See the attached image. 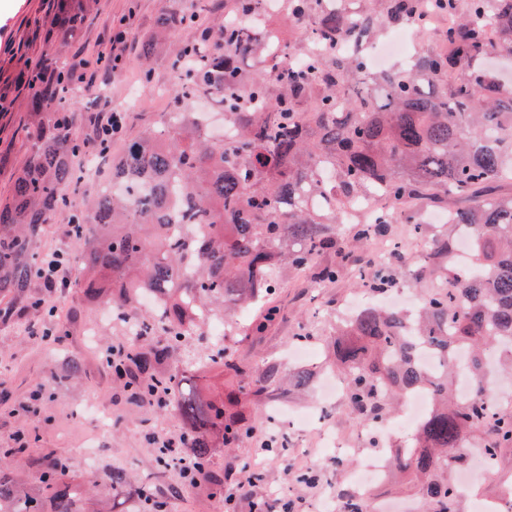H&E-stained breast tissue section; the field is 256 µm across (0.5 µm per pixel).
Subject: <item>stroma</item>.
Wrapping results in <instances>:
<instances>
[{
    "label": "stroma",
    "mask_w": 512,
    "mask_h": 512,
    "mask_svg": "<svg viewBox=\"0 0 512 512\" xmlns=\"http://www.w3.org/2000/svg\"><path fill=\"white\" fill-rule=\"evenodd\" d=\"M220 0H87L86 23L80 34L66 47V60L72 66L71 86L77 95L70 108L78 112L73 126L74 136L86 144L88 157L97 159L96 179L75 185L78 197L90 199L100 183L111 172L112 158L121 154L129 139L145 127L159 121L171 106L168 96L171 72L169 62L172 46L190 42L203 29L213 28L224 18ZM175 7L190 14L193 21L187 27L171 33L169 39L152 41L154 20L162 10ZM55 0H0V99L8 110L0 114V198L6 197L12 185V175L23 161L22 137L19 126L29 123L30 115L24 86L17 79L25 72L31 59L45 52V28L49 14L55 11ZM123 27L126 34L124 60L118 69L100 66L92 69L90 62L100 46L108 42L114 27ZM153 42L149 60H142V47ZM109 88L114 103L126 114V130L122 138L113 140L111 154L99 155L91 140L90 118L105 111L98 99L100 88ZM406 211L425 228L424 234H405L402 225H393L390 239L398 243L408 269L423 265L429 251L430 230L439 225L444 210L435 205H410ZM316 269L302 273L282 270L273 302L280 316L261 335L247 336L241 332H226L224 343L238 362L237 371H210L207 383L213 388L238 391L250 429L236 447L216 448L211 455L213 467L226 471L224 491L212 496L200 489L189 488L172 496L168 484L172 470L158 466L155 453L143 439L152 425L151 416L128 412L124 397L109 373L98 361V353L112 337L121 335L119 322L100 318L99 307H87L79 318L63 311L60 319L67 331L62 347H54L27 336L12 327H0V380L12 391L9 408H0V445L10 442L19 432L37 429L39 440L30 450L32 456H59L70 463V481L82 483L88 464H95L99 474L118 467L130 468L136 485L152 488L168 496L167 512H224V498L235 495L236 512H251L253 500L260 499L272 507L287 502L292 512H328L339 507L337 489L347 487V476L353 472L372 447L362 423L338 401L325 409L334 429L352 448L345 456L342 469H335L332 449L322 447L317 434L289 433L288 449L275 455L257 452V441L271 430L265 419L267 408L277 406L294 412L311 409L316 404L319 377H312L300 390L292 389L279 396L252 394L251 388L258 371L270 369L277 376L294 374L298 366L287 357L288 346L295 335H302L314 355H323L325 345L336 330L339 309L361 296L356 281L343 277L333 284L316 282ZM96 334H89V327ZM75 354L84 361L80 378L60 377L59 366L64 355ZM43 379L49 397L46 417L28 413L33 380ZM111 406L113 425L102 441H95L88 423L78 422L76 409L88 400ZM314 472V482L302 483L301 477Z\"/></svg>",
    "instance_id": "35a3bbf8"
}]
</instances>
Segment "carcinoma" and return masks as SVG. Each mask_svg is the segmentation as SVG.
<instances>
[{"mask_svg": "<svg viewBox=\"0 0 512 512\" xmlns=\"http://www.w3.org/2000/svg\"><path fill=\"white\" fill-rule=\"evenodd\" d=\"M288 18L312 22L314 51L294 63L281 57L276 31L259 20L260 0H224V25L210 38L179 45L171 70L189 53L194 75L173 86L182 108L160 126L131 140L112 160L110 179L121 191L73 202L67 185L84 149L72 137L76 115L68 107L70 70L62 48L84 28L81 7L61 4L52 29L54 45L30 67L26 79L33 125L26 131L27 160L10 194L0 199V325L21 318L24 308L39 319L32 336L60 342L62 325L52 302L31 296L45 255L37 250L44 225L60 210L80 225L74 259L82 276L69 284L85 303L103 300L122 321H139V340L101 349L125 402L153 411L155 392H165L182 422L181 439L199 468L184 483L199 482L212 493L224 489V473L211 466L210 449L228 446L247 429L233 410L237 398L206 397L185 385L196 364L186 352L194 336L185 323L205 311L214 315L247 309L275 288L282 268L303 271L334 251L340 261L317 272L334 283L353 257L350 245L384 237L405 204L450 198L465 203L448 209V224L471 245L465 266L455 235L433 232L430 260L415 278L436 281L414 314L368 305L344 327L330 356L348 379L346 403L365 425L384 421L390 401L422 388L432 408L417 424L410 447L397 452L396 469L421 485L425 512H458L463 494L448 470L465 471L470 449L512 452V410L495 407L485 380L489 347L512 345V195L492 190L512 181V93L498 89L492 54L512 52V0H377L380 9L326 10L323 0H285ZM453 17L441 44L416 54L408 67L368 76L369 57L346 55L342 45H364L376 27L420 25L423 12ZM191 18L169 9L155 20L157 35L187 26ZM264 51L272 64L261 76L246 73L240 60ZM222 94L224 125L234 138L225 145L203 133L199 112L186 110L197 91ZM381 196L388 211L351 225V242L339 233L347 209ZM171 224H189L181 236ZM400 252L384 264L359 267L357 282L381 296L406 283ZM158 294L159 310L142 311L139 297ZM163 340L157 341L155 337ZM431 346L433 371L416 360ZM475 389L458 401L457 358ZM206 361L237 370L231 354L216 349ZM37 436L22 432L19 444L0 453V512H95L82 489L66 480L69 464L47 457L37 492L25 487L14 458ZM112 496L133 495L140 512H166L167 502L134 487L126 469L107 476ZM341 512H370L368 501L338 491Z\"/></svg>", "mask_w": 512, "mask_h": 512, "instance_id": "carcinoma-1", "label": "carcinoma"}]
</instances>
